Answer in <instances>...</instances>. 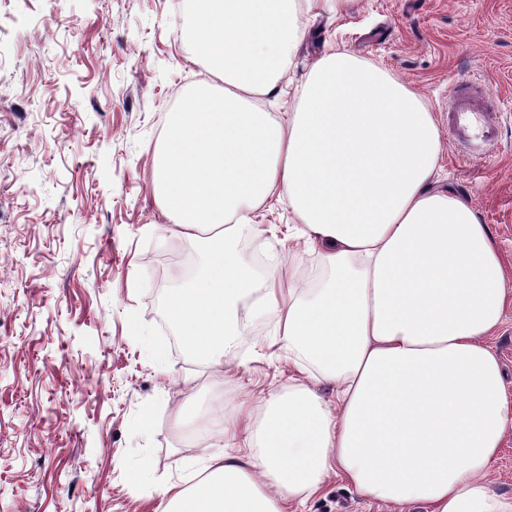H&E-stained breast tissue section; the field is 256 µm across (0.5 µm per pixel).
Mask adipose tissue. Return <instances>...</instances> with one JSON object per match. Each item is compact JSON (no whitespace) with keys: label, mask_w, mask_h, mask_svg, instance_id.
<instances>
[{"label":"adipose tissue","mask_w":512,"mask_h":512,"mask_svg":"<svg viewBox=\"0 0 512 512\" xmlns=\"http://www.w3.org/2000/svg\"><path fill=\"white\" fill-rule=\"evenodd\" d=\"M351 0H212L189 11L186 41L224 78V93L187 96L173 116L152 190L173 235L210 228L207 257L168 299L185 352L238 358L254 312L272 311L299 365L260 414L238 404L225 453L202 458L191 487L161 482L162 512H285L344 478L393 512H512L487 476L512 432V391L489 336L512 306V267L466 194L433 188L437 122L407 86L348 53L313 68L298 111L255 109L303 32L299 9L348 11ZM298 219L288 256L263 274L242 246L271 196ZM331 277L284 286L296 251ZM336 390L325 402L319 383Z\"/></svg>","instance_id":"1"}]
</instances>
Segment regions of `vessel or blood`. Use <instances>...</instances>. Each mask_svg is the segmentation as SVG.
<instances>
[{
    "mask_svg": "<svg viewBox=\"0 0 512 512\" xmlns=\"http://www.w3.org/2000/svg\"><path fill=\"white\" fill-rule=\"evenodd\" d=\"M450 110L457 137L473 144L479 155L490 156L497 140L498 129L490 115L480 108L464 82L450 86Z\"/></svg>",
    "mask_w": 512,
    "mask_h": 512,
    "instance_id": "1",
    "label": "vessel or blood"
}]
</instances>
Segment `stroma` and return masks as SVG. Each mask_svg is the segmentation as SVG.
<instances>
[{"instance_id":"35a3bbf8","label":"stroma","mask_w":512,"mask_h":512,"mask_svg":"<svg viewBox=\"0 0 512 512\" xmlns=\"http://www.w3.org/2000/svg\"><path fill=\"white\" fill-rule=\"evenodd\" d=\"M179 19L174 0H0V512H155V482L199 479L234 395L257 411L297 375L274 316L251 319L230 366L164 329L202 251L164 231L152 175L181 97L224 88ZM299 23L257 106L294 111L331 47L381 68L437 121L435 188L464 192L512 265V0H353ZM457 79L499 119L491 161L448 127ZM255 221L245 246L267 259L296 218L272 198ZM288 512L391 508L332 476Z\"/></svg>"}]
</instances>
